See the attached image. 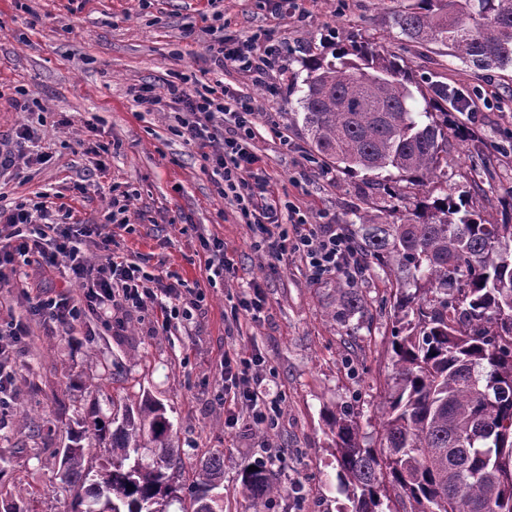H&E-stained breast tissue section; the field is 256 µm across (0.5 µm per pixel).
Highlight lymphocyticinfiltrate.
Masks as SVG:
<instances>
[{
    "label": "lymphocytic infiltrate",
    "mask_w": 512,
    "mask_h": 512,
    "mask_svg": "<svg viewBox=\"0 0 512 512\" xmlns=\"http://www.w3.org/2000/svg\"><path fill=\"white\" fill-rule=\"evenodd\" d=\"M207 53L215 65L234 67L263 78L275 70L280 52L275 47L258 49L255 37L234 35L218 37L208 45ZM168 95L177 103V132L187 144L202 151L211 160L218 177V194L235 204L246 223L254 225L266 254L275 261L288 252L302 255L310 277L319 281L342 275L356 279L363 271L352 240L333 224H312L296 209H284L265 163L252 149L254 107L250 98L224 85L193 83L169 84ZM291 231H284L283 223ZM0 224L11 233L0 244V283L16 275L20 264L36 262L47 273L67 270L69 279L83 286L80 297L36 292L27 320L11 323L8 333L14 338L28 333L29 320L68 324L84 312L112 309L109 321L121 329L124 315L148 313V299L164 296L161 324L188 317L190 309L200 307L201 293L186 288L173 274L155 275L126 259H110L95 267L88 264L80 249L83 240L96 238L101 251L110 253L112 241L98 237L97 227L73 221L66 206H53L47 200L24 199L0 206ZM224 372V394L242 404L251 427L270 428L276 424L277 405L268 401L261 382L252 373V362L240 354H228L220 363Z\"/></svg>",
    "instance_id": "1"
}]
</instances>
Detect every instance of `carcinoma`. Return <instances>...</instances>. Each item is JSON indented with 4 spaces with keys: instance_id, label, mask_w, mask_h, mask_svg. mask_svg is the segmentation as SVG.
I'll return each instance as SVG.
<instances>
[{
    "instance_id": "1",
    "label": "carcinoma",
    "mask_w": 512,
    "mask_h": 512,
    "mask_svg": "<svg viewBox=\"0 0 512 512\" xmlns=\"http://www.w3.org/2000/svg\"><path fill=\"white\" fill-rule=\"evenodd\" d=\"M394 24L408 40L440 44L477 69L512 66V0H415ZM301 120L311 147L347 173L397 172L426 185L448 167V84L422 86L410 68L376 43L304 63ZM351 238L363 265L394 273V377L381 409L382 449L360 440L347 409L327 414L336 435L340 490L350 512H512V224H486L462 198L427 197L403 222L357 216ZM333 316L364 318L367 301L339 281ZM112 419L96 411L71 433L60 460L72 488L70 512H223L212 492L224 482V458L202 462L185 497L169 471L181 451L160 402L146 395L137 411L111 400ZM94 436L111 455L103 471L87 467L82 441ZM155 444L150 463L140 450ZM256 504L285 491L263 468L244 470Z\"/></svg>"
}]
</instances>
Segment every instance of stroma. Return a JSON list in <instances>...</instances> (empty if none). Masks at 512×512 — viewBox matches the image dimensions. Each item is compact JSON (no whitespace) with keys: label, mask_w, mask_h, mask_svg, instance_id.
<instances>
[{"label":"stroma","mask_w":512,"mask_h":512,"mask_svg":"<svg viewBox=\"0 0 512 512\" xmlns=\"http://www.w3.org/2000/svg\"><path fill=\"white\" fill-rule=\"evenodd\" d=\"M412 0H0V153L13 147L24 124L36 126L47 164L31 180L0 189L5 202L37 193L61 196L77 221L112 236L116 252L149 257L154 273H173L205 294L201 310L162 331L151 318L126 316L122 332L88 312L61 326L32 325L33 339L13 348L12 402L0 415V490L32 512H66L72 494L60 478L57 452L90 406L112 412L120 395L137 405L143 395L162 403L172 438L183 453L176 484L191 487L202 459L224 455V512H254L241 473L254 465L286 489L264 512H347L338 490L336 439L326 412L353 408L364 443L379 446L380 408L393 376L395 280L368 266L355 286L364 295V323L342 324L329 308L335 278L313 282L305 261L289 254L274 263L236 207L218 196L210 162L174 130L169 106L145 109L136 90L191 77L208 81L203 58L221 33L260 35L282 48V62L265 82L228 67L225 85L255 107L252 147L262 157L282 200L312 224L347 227L362 212L413 209L421 193L465 196L488 224L506 215L497 200L512 194V67L481 71L445 48L414 44L393 17ZM223 21H216L214 11ZM373 42L404 60L417 79L440 81L481 98L480 111L455 112L476 138L448 139V169L425 189L399 183L389 198L365 174L347 175L312 152L296 114L304 93V62L332 55L337 45ZM28 101L17 106V90ZM107 145L98 156L91 148ZM87 187L86 194L74 184ZM130 191L131 226L106 223L110 188ZM224 243L230 270L209 283L202 238ZM260 284L258 320H225L224 313ZM74 296L79 282L44 278L38 264L0 284V324L27 316L29 289ZM257 359L279 404L278 424L258 430L238 423L240 406L224 400L220 362L225 353Z\"/></svg>","instance_id":"obj_1"}]
</instances>
